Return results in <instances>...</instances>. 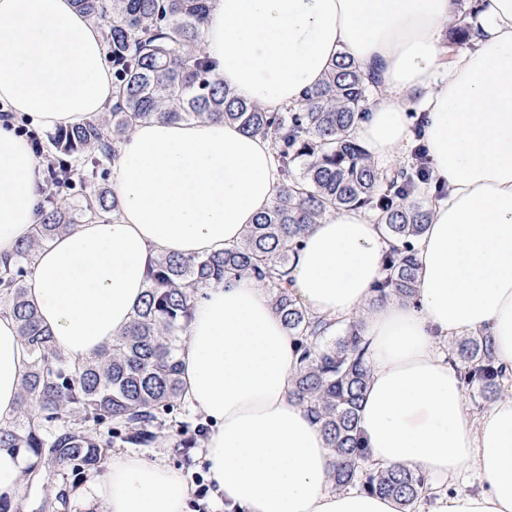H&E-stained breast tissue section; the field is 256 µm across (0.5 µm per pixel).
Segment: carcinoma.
<instances>
[{"label": "carcinoma", "instance_id": "obj_1", "mask_svg": "<svg viewBox=\"0 0 512 512\" xmlns=\"http://www.w3.org/2000/svg\"><path fill=\"white\" fill-rule=\"evenodd\" d=\"M100 29L112 62L113 104L102 117L61 128L36 154L46 159L43 198L33 235L0 263V304L15 319L30 356L17 413L0 425V448L23 453L27 486L39 489L36 512H68L70 486L56 476L99 466L113 448L151 445L184 409L179 356L197 291L251 278L268 291L299 353L291 397L320 425L336 490L356 486L394 499L412 512L429 480L419 470L371 463L360 442L358 412L367 388L363 316L332 322L309 313L292 288L295 258L314 225L341 208H366L382 225L388 248L384 277L370 302L412 304L419 288L415 244L430 221L417 198L430 183L423 147L411 161L380 167L352 129L365 117L370 84L360 65L338 57L323 81L277 112L237 97L199 56L209 0H72ZM457 12L449 46L469 42ZM236 123L270 140L282 173L276 203L245 227L240 242L203 257L160 256L148 270L141 305L129 328L82 364L56 349L26 298L36 249L77 224L120 211L99 183L117 146L139 122ZM81 188L68 203L60 188ZM448 362L472 395L493 402L512 380L493 336L478 331L455 341Z\"/></svg>", "mask_w": 512, "mask_h": 512}]
</instances>
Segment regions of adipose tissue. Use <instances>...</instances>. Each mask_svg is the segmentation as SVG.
<instances>
[{
    "instance_id": "adipose-tissue-1",
    "label": "adipose tissue",
    "mask_w": 512,
    "mask_h": 512,
    "mask_svg": "<svg viewBox=\"0 0 512 512\" xmlns=\"http://www.w3.org/2000/svg\"><path fill=\"white\" fill-rule=\"evenodd\" d=\"M472 45L445 61L453 0H210L200 46L241 98L276 110L317 86L340 54L378 93L354 134L377 159L402 162L420 139L436 186L418 242L416 305H373L364 328L371 377L359 410L367 455L449 481L473 468L477 493L436 495L429 512H512V398L469 422L465 390L437 339L486 330L512 366V0H480ZM422 92L420 102L409 94ZM112 76L99 29L72 0H0V103L47 130L103 112ZM422 112L413 134L409 112ZM114 219L77 225L35 254L27 300L63 355L80 364L130 324L158 255L195 257L236 244L282 184L270 141L234 123H139L112 163ZM43 170L0 122V256L37 222ZM386 244L368 211L315 225L294 288L314 315L367 303ZM181 352L184 399L211 430L204 457L240 512H399L388 498L338 491L320 426L290 398L297 356L254 282L202 289ZM28 356L0 314V422L16 412ZM104 512H188L175 469L131 453L90 482Z\"/></svg>"
}]
</instances>
